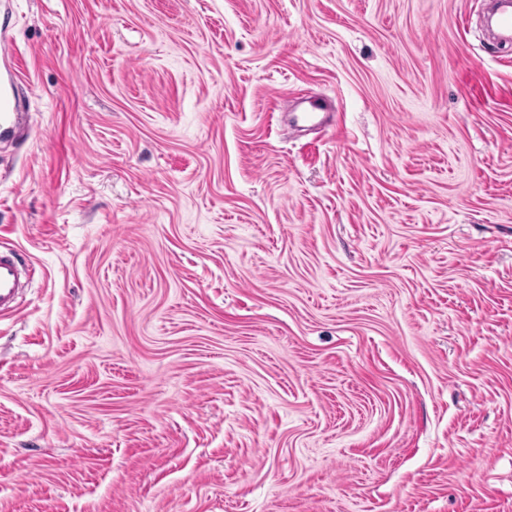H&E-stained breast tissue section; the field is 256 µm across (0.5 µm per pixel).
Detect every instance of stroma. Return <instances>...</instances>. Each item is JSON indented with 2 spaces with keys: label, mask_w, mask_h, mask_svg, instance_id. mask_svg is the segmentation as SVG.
Returning <instances> with one entry per match:
<instances>
[{
  "label": "stroma",
  "mask_w": 512,
  "mask_h": 512,
  "mask_svg": "<svg viewBox=\"0 0 512 512\" xmlns=\"http://www.w3.org/2000/svg\"><path fill=\"white\" fill-rule=\"evenodd\" d=\"M484 4L0 0V512H512ZM16 250L0 249V315H17L21 309L18 298L29 275Z\"/></svg>",
  "instance_id": "obj_1"
}]
</instances>
